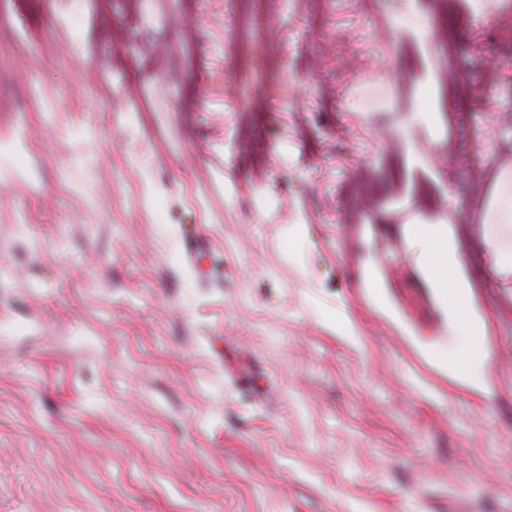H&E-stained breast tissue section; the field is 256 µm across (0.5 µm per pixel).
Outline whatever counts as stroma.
Masks as SVG:
<instances>
[{
	"label": "stroma",
	"instance_id": "35a3bbf8",
	"mask_svg": "<svg viewBox=\"0 0 512 512\" xmlns=\"http://www.w3.org/2000/svg\"><path fill=\"white\" fill-rule=\"evenodd\" d=\"M440 7L0 0V512H512V0ZM446 224H423V230L419 233L408 234L410 249L418 263L426 269L432 279L431 288H445L444 281L429 274V269L437 264L448 276L452 275L449 288H452L455 301L446 304L448 308V323L454 328L455 336H460L465 341L464 354L452 364L458 376L465 381L473 380L476 369L485 354L484 346L486 322L483 316L475 313L469 305V293L471 284L459 275V270L464 264V255L456 241L454 234ZM445 273L438 271L444 278ZM489 261L494 273L501 279H512V245L489 243Z\"/></svg>",
	"mask_w": 512,
	"mask_h": 512
}]
</instances>
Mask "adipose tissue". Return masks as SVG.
Masks as SVG:
<instances>
[{
  "label": "adipose tissue",
  "instance_id": "ef3b65f1",
  "mask_svg": "<svg viewBox=\"0 0 512 512\" xmlns=\"http://www.w3.org/2000/svg\"><path fill=\"white\" fill-rule=\"evenodd\" d=\"M410 249L423 268L439 266L452 276L450 283L432 279L431 287L439 288L449 285L455 301L448 307V322L457 336L464 342L465 351L454 365L458 376L465 381H472L476 369L483 357L486 344V322L483 316L475 313L469 305L471 285L459 274L464 264V255L452 231L442 224L424 225L421 232L410 234Z\"/></svg>",
  "mask_w": 512,
  "mask_h": 512
}]
</instances>
